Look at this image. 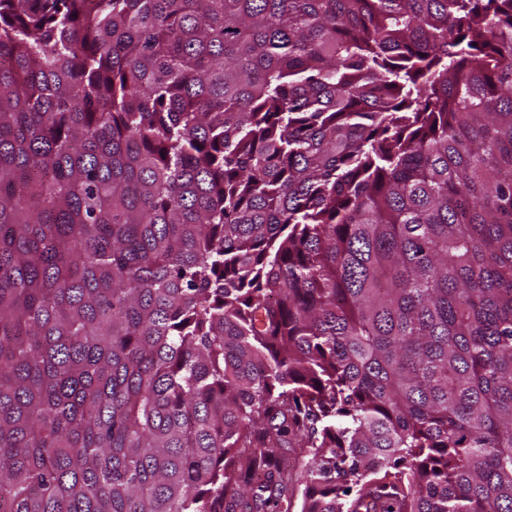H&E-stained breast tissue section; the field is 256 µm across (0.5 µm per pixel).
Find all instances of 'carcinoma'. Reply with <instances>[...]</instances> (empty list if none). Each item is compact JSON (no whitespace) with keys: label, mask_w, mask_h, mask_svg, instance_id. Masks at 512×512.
<instances>
[{"label":"carcinoma","mask_w":512,"mask_h":512,"mask_svg":"<svg viewBox=\"0 0 512 512\" xmlns=\"http://www.w3.org/2000/svg\"><path fill=\"white\" fill-rule=\"evenodd\" d=\"M297 493L512 512V0H0V512Z\"/></svg>","instance_id":"carcinoma-1"}]
</instances>
